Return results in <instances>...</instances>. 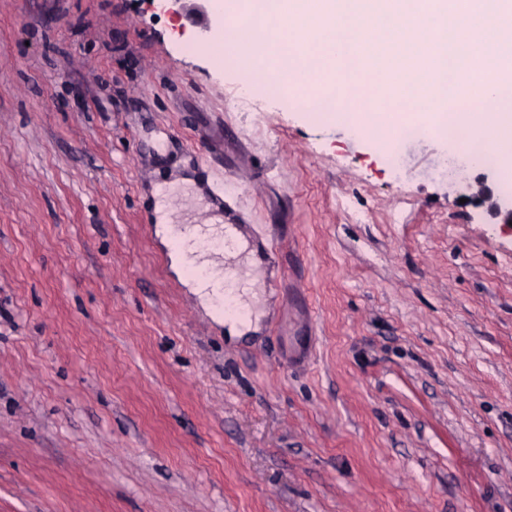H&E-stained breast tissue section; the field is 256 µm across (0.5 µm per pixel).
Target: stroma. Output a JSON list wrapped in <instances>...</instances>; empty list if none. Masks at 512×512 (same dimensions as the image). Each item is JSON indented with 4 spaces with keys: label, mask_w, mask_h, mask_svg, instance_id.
Masks as SVG:
<instances>
[{
    "label": "stroma",
    "mask_w": 512,
    "mask_h": 512,
    "mask_svg": "<svg viewBox=\"0 0 512 512\" xmlns=\"http://www.w3.org/2000/svg\"><path fill=\"white\" fill-rule=\"evenodd\" d=\"M214 12L0 0V512H512V159L372 140L219 66ZM243 224L227 336L156 234ZM167 184H176L192 187L197 193L199 192L198 188L196 187L195 180L189 176L178 177L169 183L157 184L155 186L153 195L155 199L154 214L157 225L156 233L158 236L162 237L163 241L169 240L170 235L173 231V227L170 225V212L167 210L164 202V198L167 197V193L165 192V187L168 186Z\"/></svg>",
    "instance_id": "stroma-1"
}]
</instances>
